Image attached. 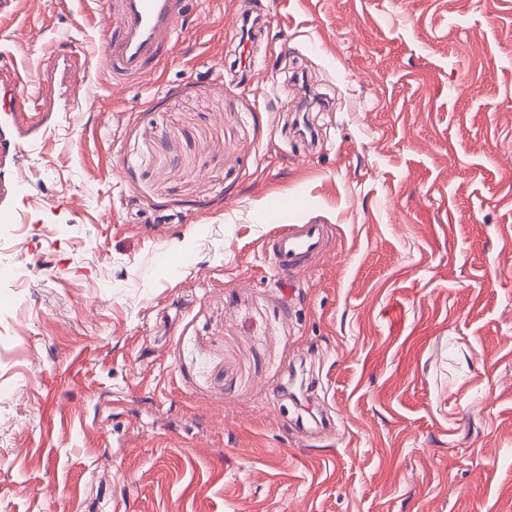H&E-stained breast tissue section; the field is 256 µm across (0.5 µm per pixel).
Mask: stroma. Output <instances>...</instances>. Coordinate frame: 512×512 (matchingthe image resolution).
<instances>
[{
	"label": "stroma",
	"mask_w": 512,
	"mask_h": 512,
	"mask_svg": "<svg viewBox=\"0 0 512 512\" xmlns=\"http://www.w3.org/2000/svg\"><path fill=\"white\" fill-rule=\"evenodd\" d=\"M20 0L30 58L97 31ZM0 230V512H512V0H193L59 66ZM333 227L286 290L262 246ZM187 0H96L97 65L120 80L154 77L173 57L178 20Z\"/></svg>",
	"instance_id": "stroma-1"
}]
</instances>
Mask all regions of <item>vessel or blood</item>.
<instances>
[{"label":"vessel or blood","instance_id":"vessel-or-blood-1","mask_svg":"<svg viewBox=\"0 0 512 512\" xmlns=\"http://www.w3.org/2000/svg\"><path fill=\"white\" fill-rule=\"evenodd\" d=\"M187 13L186 0H96L91 22L98 32L94 54L99 68L122 80L154 77L173 56L174 36L180 18ZM16 33L0 36V113H7L20 136L6 150L16 165L14 185L23 192L22 207L0 208L1 224H17L23 208L41 206L40 197L27 191L28 176L21 165L34 140H23L28 131L44 132L46 112L52 111L48 67L30 70L19 65L14 49ZM325 224H283L263 242L275 269L289 276L310 265L327 248Z\"/></svg>","mask_w":512,"mask_h":512}]
</instances>
